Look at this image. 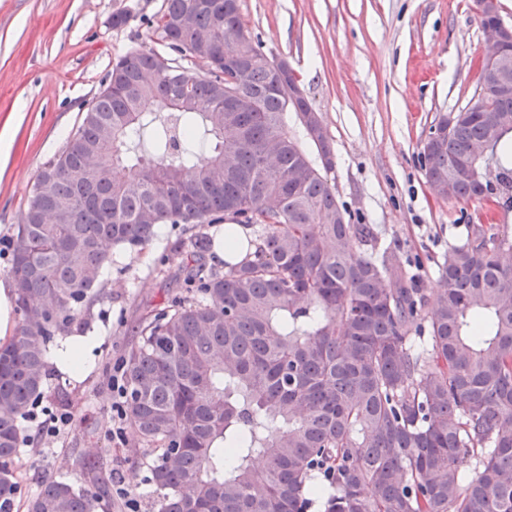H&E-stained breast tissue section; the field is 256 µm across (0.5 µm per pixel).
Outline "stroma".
<instances>
[{
  "label": "stroma",
  "instance_id": "stroma-1",
  "mask_svg": "<svg viewBox=\"0 0 512 512\" xmlns=\"http://www.w3.org/2000/svg\"><path fill=\"white\" fill-rule=\"evenodd\" d=\"M163 0H0V241L12 239L42 165L66 143L119 55L158 48L151 27ZM130 16L113 28L114 12ZM241 17L265 53L287 59L320 113L335 152L329 181L355 224H369L424 292L465 239L473 209L438 199L426 181L423 143L439 114L464 107L478 86L483 32L475 0H241ZM182 227L158 228L142 252H123L104 276L112 297L96 306L90 368L55 370L50 387L76 397L60 435L25 423L16 462L22 494L36 478L80 481L82 455L113 459L147 512L146 466L110 435L106 383L136 341L134 322L177 293Z\"/></svg>",
  "mask_w": 512,
  "mask_h": 512
}]
</instances>
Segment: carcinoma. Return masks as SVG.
<instances>
[{
    "label": "carcinoma",
    "mask_w": 512,
    "mask_h": 512,
    "mask_svg": "<svg viewBox=\"0 0 512 512\" xmlns=\"http://www.w3.org/2000/svg\"><path fill=\"white\" fill-rule=\"evenodd\" d=\"M165 0L153 49L115 59L63 150L43 163L12 241L20 319L0 345V512H14L21 421L48 398L57 336H81L112 299L113 249L161 224L190 231L181 291L141 316L121 359L129 452L147 461L154 512H512V231L473 224L427 296L353 224L328 181L330 138L285 129L288 100L240 0ZM192 12L185 25L180 18ZM209 43L201 45L203 38ZM479 72L442 145L423 144L444 201L512 211V94ZM252 106L227 111L225 91ZM49 192H39L44 181ZM253 231L245 255L206 265L212 224ZM78 485L44 477L27 512H95L119 469L80 459Z\"/></svg>",
    "instance_id": "1"
}]
</instances>
